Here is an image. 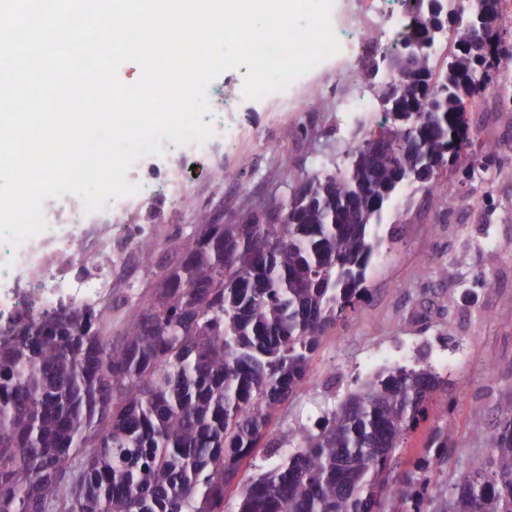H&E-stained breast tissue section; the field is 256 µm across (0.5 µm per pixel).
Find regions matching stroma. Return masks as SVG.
I'll use <instances>...</instances> for the list:
<instances>
[{"label": "stroma", "instance_id": "1", "mask_svg": "<svg viewBox=\"0 0 512 512\" xmlns=\"http://www.w3.org/2000/svg\"><path fill=\"white\" fill-rule=\"evenodd\" d=\"M489 70V84L471 98L465 151L441 167V190L414 183L387 204L376 228L382 244L367 275L369 298L324 335L306 380L275 411L268 447L242 465V476L276 461L279 445L299 428L396 367L429 366L450 381L447 470L465 472L488 457L500 405L512 398V67ZM247 72L244 65L225 71L208 87L216 104L228 92L240 97L239 154L225 161L232 182L224 190L197 183L182 223L238 222L272 196H288L287 178L320 161L332 172L346 169L368 128L384 118L379 108L347 118L340 109L345 90L308 74L299 82L319 112L306 119L275 111L276 93L242 97ZM452 196L466 208L449 209ZM477 408L485 412L479 427L471 422Z\"/></svg>", "mask_w": 512, "mask_h": 512}]
</instances>
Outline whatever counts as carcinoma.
I'll return each instance as SVG.
<instances>
[{
	"label": "carcinoma",
	"mask_w": 512,
	"mask_h": 512,
	"mask_svg": "<svg viewBox=\"0 0 512 512\" xmlns=\"http://www.w3.org/2000/svg\"><path fill=\"white\" fill-rule=\"evenodd\" d=\"M403 2L413 23L385 55L392 78L378 92L390 123L346 170L302 177L280 223L177 225L167 243L181 261L117 342L109 328L125 296L0 340V512H224L321 339L367 293L388 197L418 181L423 155L466 148L456 104L481 90L467 81L476 59L455 55L439 72L430 54L407 63L426 14ZM456 37L482 53L494 32L464 23ZM442 392L448 379L430 367L366 380L243 486L238 512H512V399L474 469L435 474L448 447L438 425L423 455L402 460Z\"/></svg>",
	"instance_id": "cac0c4a2"
}]
</instances>
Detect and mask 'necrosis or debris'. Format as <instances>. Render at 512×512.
<instances>
[{
	"mask_svg": "<svg viewBox=\"0 0 512 512\" xmlns=\"http://www.w3.org/2000/svg\"><path fill=\"white\" fill-rule=\"evenodd\" d=\"M411 22L406 12L393 18L367 7L365 0H343L332 25L337 31L348 30L350 37L333 55L330 70L315 67L316 77L361 87V61L375 55L380 45H393ZM232 113L229 107L221 112L214 121V136L204 144L179 146L162 139L166 167L150 172L142 163H134L126 175L135 188L132 194L107 200L98 210L88 209L81 198L69 193L45 205L46 230L0 256V332L48 312L104 310L113 287L139 264L141 238L170 232L180 209L193 202V167L204 165V176L213 187L226 182L218 157L221 147L236 139ZM161 200L171 208L168 223L131 222L132 214L154 211Z\"/></svg>",
	"mask_w": 512,
	"mask_h": 512,
	"instance_id": "4bbe7bcc",
	"label": "necrosis or debris"
}]
</instances>
